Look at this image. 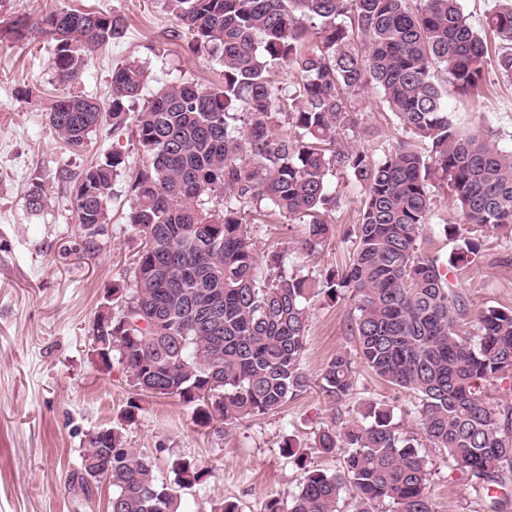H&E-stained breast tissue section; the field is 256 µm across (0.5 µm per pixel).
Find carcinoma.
Listing matches in <instances>:
<instances>
[{"instance_id": "cac0c4a2", "label": "carcinoma", "mask_w": 512, "mask_h": 512, "mask_svg": "<svg viewBox=\"0 0 512 512\" xmlns=\"http://www.w3.org/2000/svg\"><path fill=\"white\" fill-rule=\"evenodd\" d=\"M174 37L221 66L209 88L173 82L130 113L150 72L129 59L112 72L109 100L62 93L49 127L79 152L107 122L132 127L142 154L132 165L114 150L79 173L76 223L88 257L108 237L117 178L133 199L129 225L138 238L132 284H112L118 311L93 323L92 340L117 352L129 386L176 398L206 428L234 426L282 408L310 388L300 367L312 293L344 292L355 315L348 335L321 373L320 389L336 409L354 394L359 368L408 392L425 440L467 472L492 512H512V406L485 398L486 384L512 379V308L489 307L478 335L459 333L471 315L452 283L457 263L475 252L470 234L512 235V152L490 131L461 129L439 81L466 95L486 78V64L512 79V0H491L485 28L491 47L468 22L459 0H166ZM32 31L54 41L59 85L77 83L92 55L123 38L124 17L54 10L18 18L17 39ZM284 70L285 85L271 69ZM402 130L375 158L355 144L361 118L352 103L367 84ZM352 177L362 191L355 234L344 238L341 268L320 278L288 270L284 252H260L252 228L280 215L307 225L306 257L333 237L336 205L330 178ZM449 192L453 220L444 234L459 241L447 261L424 245L423 231ZM43 185L28 189V208L44 207ZM361 420L328 425L313 448L333 456L349 449L341 470L306 465L286 441L282 453L301 470L288 505L272 496L263 512H338L342 494L356 512H436L431 469L417 435L404 433L385 404L370 400ZM112 451V512H184L182 489L201 485L209 468L172 457L173 483L158 481L153 462L126 447L118 427L87 435L81 479L97 482L96 462Z\"/></svg>"}]
</instances>
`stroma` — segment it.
Returning <instances> with one entry per match:
<instances>
[{
  "label": "stroma",
  "mask_w": 512,
  "mask_h": 512,
  "mask_svg": "<svg viewBox=\"0 0 512 512\" xmlns=\"http://www.w3.org/2000/svg\"><path fill=\"white\" fill-rule=\"evenodd\" d=\"M38 8L94 9L126 19L124 38L89 59L71 93L107 99L113 71L131 58L151 73L139 98L143 104L174 81L212 86L219 70L215 60L193 51L190 36L173 37L176 23L165 0H0V512H107L111 488L80 480L84 441L103 427H122L128 447L154 462L159 481H172L168 460L174 456L211 469L204 484L186 491L185 512H201L224 498L237 501L243 512H262L267 496L287 499L301 474L281 452L287 440L306 451L309 465L339 470L342 455L312 452L313 433L357 418L365 400L391 405L396 419L414 427L413 395L389 389L364 371L340 411H331L314 388L218 437L196 424L190 406L133 391L118 359L98 358L91 340L94 319L113 283L133 280L127 259L137 240L128 224L130 195L125 181H117L109 236L90 259L81 248L72 187L61 183L58 173L81 172L115 149L132 162L141 154L127 133L108 126L92 133L79 153L52 134L46 114L59 93L51 68L53 42L37 33L17 41L3 32ZM447 101L461 125L489 128L501 148L512 151V80L493 70L477 94L451 92ZM354 107L363 118L359 145L368 153L377 154L382 142L400 137L377 88L366 87ZM36 181L45 184L47 202L33 215L25 193ZM332 185L338 202L330 219L338 239L353 231L361 195L348 176L333 178ZM305 232L299 221L276 216L257 225L255 236L260 249L277 247L289 266L299 267ZM477 238L476 253L459 263L452 281L473 310L512 308V239L490 228ZM337 239L323 248L317 273L340 263ZM307 313L302 368L316 381L337 349L352 347L346 328L354 306L347 296L332 302L319 294L308 300ZM132 402L139 406L137 416L123 423ZM424 452L432 461L429 490L437 512H488L466 472L442 451L428 446Z\"/></svg>",
  "instance_id": "1"
}]
</instances>
